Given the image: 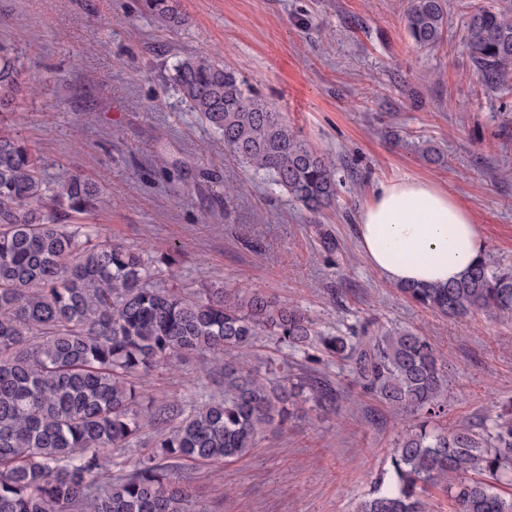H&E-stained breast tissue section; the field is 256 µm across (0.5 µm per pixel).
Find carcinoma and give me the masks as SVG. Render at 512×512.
Returning <instances> with one entry per match:
<instances>
[{
	"label": "carcinoma",
	"mask_w": 512,
	"mask_h": 512,
	"mask_svg": "<svg viewBox=\"0 0 512 512\" xmlns=\"http://www.w3.org/2000/svg\"><path fill=\"white\" fill-rule=\"evenodd\" d=\"M169 31L185 23L176 0H149ZM405 29L420 48L448 32V0H408ZM473 72L487 88L512 83V0L481 8L464 25ZM222 51L184 57L172 80L224 139L242 168L271 177L316 214L336 197L335 165L224 66ZM22 67L0 46V512H206L191 469L248 456L268 435L333 410L339 388L311 373H266L252 364L258 337L352 363L355 382L394 411L419 416L389 451L387 479L357 512H432L430 491L449 512H512V409L478 429L437 424L448 411L442 363L409 327L346 335L262 291L157 282L151 257L103 239L95 216L105 192L68 174L50 182L20 138ZM403 294L443 317L482 312L512 319V267L489 257L448 285L407 284ZM201 355L218 389L201 402L158 394L145 378ZM151 449L112 471V452Z\"/></svg>",
	"instance_id": "cac0c4a2"
}]
</instances>
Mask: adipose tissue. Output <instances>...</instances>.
Here are the masks:
<instances>
[{
  "instance_id": "1",
  "label": "adipose tissue",
  "mask_w": 512,
  "mask_h": 512,
  "mask_svg": "<svg viewBox=\"0 0 512 512\" xmlns=\"http://www.w3.org/2000/svg\"><path fill=\"white\" fill-rule=\"evenodd\" d=\"M356 233L364 261L396 285L448 284L486 250L471 209L427 178L381 184L359 211Z\"/></svg>"
}]
</instances>
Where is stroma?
Segmentation results:
<instances>
[{
    "mask_svg": "<svg viewBox=\"0 0 512 512\" xmlns=\"http://www.w3.org/2000/svg\"><path fill=\"white\" fill-rule=\"evenodd\" d=\"M495 2L449 0L447 37L419 49L404 28L407 0H177L186 23L174 32L148 0H0V45L36 79L19 132L48 177L79 174L106 190L102 237L154 256L180 246L168 286L258 289L344 333L366 322L419 330L444 365L448 425H476L512 404V320L415 304L368 267L355 224L378 182L431 178L471 208L487 255L512 264V89L482 86L461 30ZM218 47L334 161L336 201L319 217L229 160L170 81L178 57ZM324 231L337 249L322 247ZM270 356L325 374L345 404L244 459L199 467L197 493L210 512H355L414 416L363 393L349 362L261 338L254 360ZM207 368L180 361L149 384L192 401L213 387Z\"/></svg>",
    "mask_w": 512,
    "mask_h": 512,
    "instance_id": "obj_1",
    "label": "stroma"
}]
</instances>
